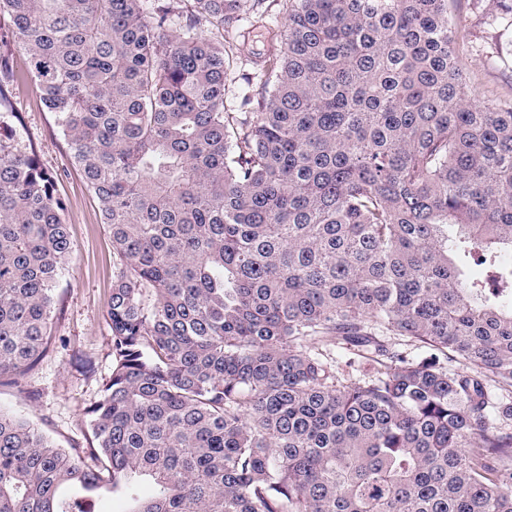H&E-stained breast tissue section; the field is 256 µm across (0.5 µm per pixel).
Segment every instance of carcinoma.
Returning <instances> with one entry per match:
<instances>
[{
    "instance_id": "obj_1",
    "label": "carcinoma",
    "mask_w": 512,
    "mask_h": 512,
    "mask_svg": "<svg viewBox=\"0 0 512 512\" xmlns=\"http://www.w3.org/2000/svg\"><path fill=\"white\" fill-rule=\"evenodd\" d=\"M241 7L0 0V85L22 51L113 254L92 446L0 409V512H512V99L470 95L448 0H294L226 112ZM14 117L0 379L48 349L73 254ZM338 343L376 374L341 381Z\"/></svg>"
}]
</instances>
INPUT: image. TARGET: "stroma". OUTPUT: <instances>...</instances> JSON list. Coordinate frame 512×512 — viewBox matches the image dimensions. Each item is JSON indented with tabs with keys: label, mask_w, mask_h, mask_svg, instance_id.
<instances>
[{
	"label": "stroma",
	"mask_w": 512,
	"mask_h": 512,
	"mask_svg": "<svg viewBox=\"0 0 512 512\" xmlns=\"http://www.w3.org/2000/svg\"><path fill=\"white\" fill-rule=\"evenodd\" d=\"M501 0H448L449 16L458 30L462 62L473 97L480 100L512 95V72L491 67L486 51L512 53V34H499L489 18ZM226 39L232 59L227 71L224 107L243 111L244 96H257L261 80L249 61L266 51L264 28L240 22ZM17 117L14 131L34 150L42 167L56 178V190L66 202L65 222L73 243V261L56 289L53 348L15 385L0 386V409L30 420L65 448L87 447V408L101 395L112 365V344L106 326L112 288V243L101 220L96 198L70 161V147L51 113L40 102L28 79L4 91Z\"/></svg>",
	"instance_id": "35a3bbf8"
}]
</instances>
